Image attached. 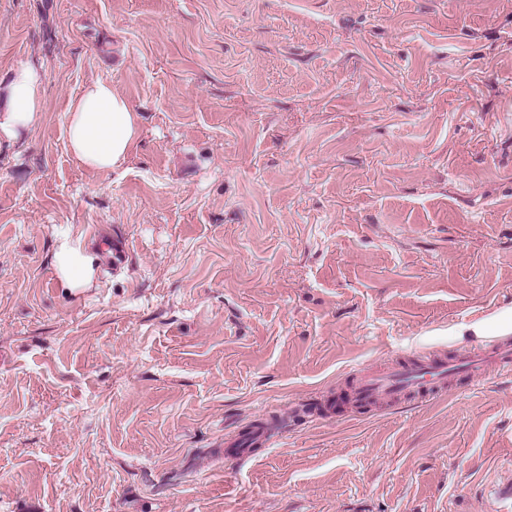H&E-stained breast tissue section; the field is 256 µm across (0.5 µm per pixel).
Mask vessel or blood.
Masks as SVG:
<instances>
[{
    "label": "vessel or blood",
    "instance_id": "1",
    "mask_svg": "<svg viewBox=\"0 0 512 512\" xmlns=\"http://www.w3.org/2000/svg\"><path fill=\"white\" fill-rule=\"evenodd\" d=\"M512 374V344L497 345L491 352L470 353L453 360L429 359L409 365H393L382 370L357 373L348 392L350 400L362 406L394 404L407 398L431 399L445 392L457 375L482 378L489 370ZM272 432L261 423L225 444L224 456L239 460L253 448L269 447Z\"/></svg>",
    "mask_w": 512,
    "mask_h": 512
}]
</instances>
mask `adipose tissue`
Masks as SVG:
<instances>
[{"label":"adipose tissue","instance_id":"adipose-tissue-1","mask_svg":"<svg viewBox=\"0 0 512 512\" xmlns=\"http://www.w3.org/2000/svg\"><path fill=\"white\" fill-rule=\"evenodd\" d=\"M41 73L30 63L17 67L0 88V137L15 144L34 125L41 111ZM138 136V117L128 101L106 81L86 86L67 115L68 146L76 159L93 170L124 166ZM96 257L82 246L62 241L54 265L62 287L86 286L95 272Z\"/></svg>","mask_w":512,"mask_h":512}]
</instances>
